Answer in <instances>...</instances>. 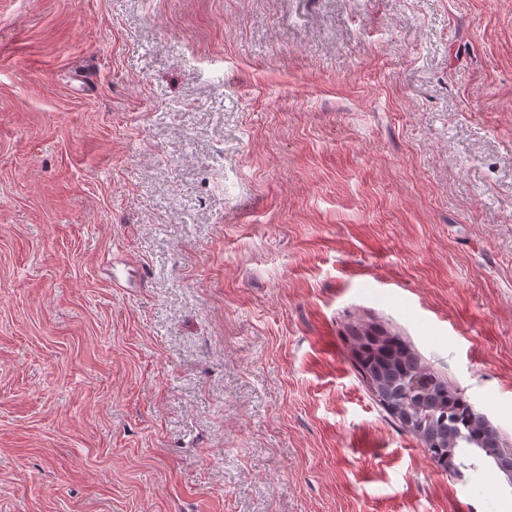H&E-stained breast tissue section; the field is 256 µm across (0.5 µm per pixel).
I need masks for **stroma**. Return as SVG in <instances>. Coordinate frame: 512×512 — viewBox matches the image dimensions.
I'll return each instance as SVG.
<instances>
[{"mask_svg":"<svg viewBox=\"0 0 512 512\" xmlns=\"http://www.w3.org/2000/svg\"><path fill=\"white\" fill-rule=\"evenodd\" d=\"M354 321L512 448V0H0V512H512ZM112 274V282L122 288L139 286L137 271L134 266L123 262H112V266L107 269ZM124 281V284L122 283ZM350 332L360 376L436 465L462 478L463 470L475 467L465 462L471 452L494 464L495 455L512 456L503 448L497 429L475 411L464 392L437 378L397 334L361 323L352 325ZM416 377L422 385L412 389ZM495 460L512 483L510 461L498 456Z\"/></svg>","mask_w":512,"mask_h":512,"instance_id":"obj_1","label":"stroma"}]
</instances>
